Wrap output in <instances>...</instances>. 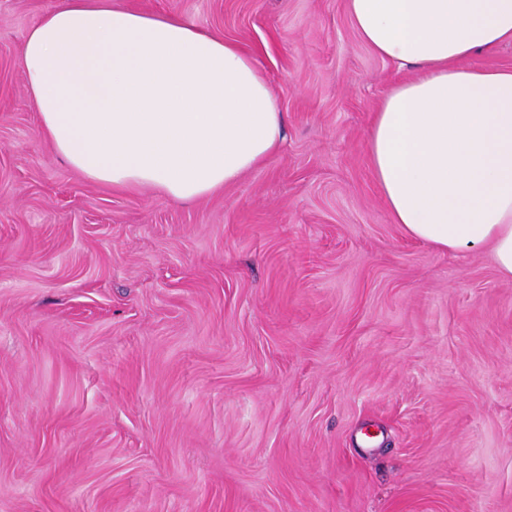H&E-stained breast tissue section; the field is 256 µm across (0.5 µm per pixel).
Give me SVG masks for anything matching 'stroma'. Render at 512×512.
<instances>
[{
  "label": "stroma",
  "instance_id": "obj_1",
  "mask_svg": "<svg viewBox=\"0 0 512 512\" xmlns=\"http://www.w3.org/2000/svg\"><path fill=\"white\" fill-rule=\"evenodd\" d=\"M0 0V512H512V280L388 216L345 0H123L253 52L271 161L175 202L39 134Z\"/></svg>",
  "mask_w": 512,
  "mask_h": 512
}]
</instances>
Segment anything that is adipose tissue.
<instances>
[{
  "instance_id": "1",
  "label": "adipose tissue",
  "mask_w": 512,
  "mask_h": 512,
  "mask_svg": "<svg viewBox=\"0 0 512 512\" xmlns=\"http://www.w3.org/2000/svg\"><path fill=\"white\" fill-rule=\"evenodd\" d=\"M353 27L415 69L367 137L393 223L444 252L490 247L512 279V68L470 66L512 43V0H347ZM41 135L91 181L203 199L282 149L284 114L233 41L120 0H60L20 59Z\"/></svg>"
}]
</instances>
